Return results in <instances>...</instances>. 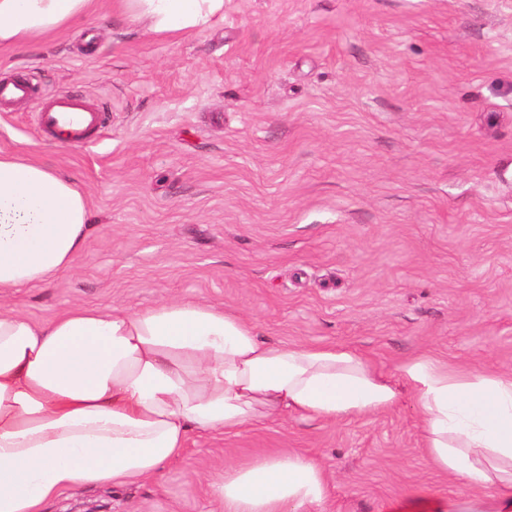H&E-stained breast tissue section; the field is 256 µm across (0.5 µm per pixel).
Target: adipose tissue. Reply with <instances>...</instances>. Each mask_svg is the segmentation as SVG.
I'll return each mask as SVG.
<instances>
[{"label": "adipose tissue", "mask_w": 512, "mask_h": 512, "mask_svg": "<svg viewBox=\"0 0 512 512\" xmlns=\"http://www.w3.org/2000/svg\"><path fill=\"white\" fill-rule=\"evenodd\" d=\"M154 33H189L224 0H123ZM94 0H0V47L92 13ZM68 177L0 152V291L69 269L89 234ZM400 383L333 345L260 340L240 315L182 299L138 311L73 306L45 323L0 307V512H45L67 492L158 477L195 433L234 436L291 415L333 422L393 410L409 389L424 453L464 481L457 512H512V372L421 355ZM223 512H323L328 479L298 450L225 466Z\"/></svg>", "instance_id": "ef3b65f1"}]
</instances>
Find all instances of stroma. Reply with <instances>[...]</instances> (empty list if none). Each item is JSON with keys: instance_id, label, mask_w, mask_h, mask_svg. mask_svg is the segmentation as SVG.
I'll list each match as a JSON object with an SVG mask.
<instances>
[{"instance_id": "1", "label": "stroma", "mask_w": 512, "mask_h": 512, "mask_svg": "<svg viewBox=\"0 0 512 512\" xmlns=\"http://www.w3.org/2000/svg\"><path fill=\"white\" fill-rule=\"evenodd\" d=\"M0 74L111 114L81 148L43 141L31 102L0 112V152L71 177L90 224L71 269L0 307L44 322L191 298L393 379L419 355L512 371V0H224L188 35L96 0L62 32L0 47ZM288 449L324 467L326 512H424L467 492L429 464L407 391L372 417L193 434L161 476L50 512H221L225 464Z\"/></svg>"}]
</instances>
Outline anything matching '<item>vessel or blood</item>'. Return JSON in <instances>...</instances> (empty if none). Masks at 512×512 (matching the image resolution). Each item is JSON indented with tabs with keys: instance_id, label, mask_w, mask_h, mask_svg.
Returning a JSON list of instances; mask_svg holds the SVG:
<instances>
[{
	"instance_id": "b4317fda",
	"label": "vessel or blood",
	"mask_w": 512,
	"mask_h": 512,
	"mask_svg": "<svg viewBox=\"0 0 512 512\" xmlns=\"http://www.w3.org/2000/svg\"><path fill=\"white\" fill-rule=\"evenodd\" d=\"M18 100L35 102L42 138L54 143L87 147L109 127V116L77 93L42 95L34 78H0V110Z\"/></svg>"
}]
</instances>
